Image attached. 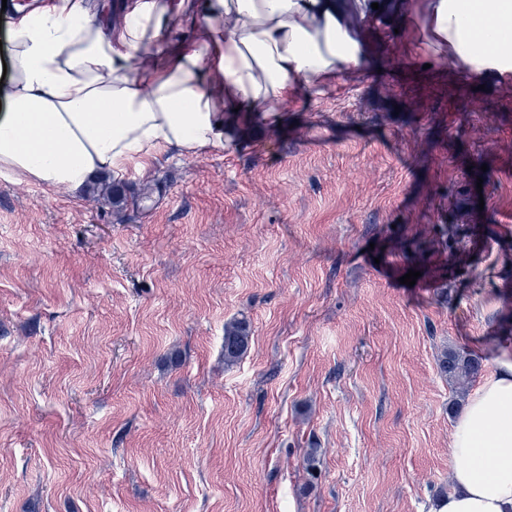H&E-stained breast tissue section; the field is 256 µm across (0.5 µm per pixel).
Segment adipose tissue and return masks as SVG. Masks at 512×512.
I'll return each mask as SVG.
<instances>
[{
	"label": "adipose tissue",
	"instance_id": "1",
	"mask_svg": "<svg viewBox=\"0 0 512 512\" xmlns=\"http://www.w3.org/2000/svg\"><path fill=\"white\" fill-rule=\"evenodd\" d=\"M373 0H206L212 51L188 40L171 0H134L122 24L88 0H46L10 23L0 82V173L84 189L163 153L226 149L231 113L267 118L292 86L362 68ZM435 53L460 74L512 73V0H426ZM176 41L169 62H142ZM451 491L430 512H512V338L452 428Z\"/></svg>",
	"mask_w": 512,
	"mask_h": 512
}]
</instances>
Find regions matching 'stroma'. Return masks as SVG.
Here are the masks:
<instances>
[{
    "instance_id": "stroma-1",
    "label": "stroma",
    "mask_w": 512,
    "mask_h": 512,
    "mask_svg": "<svg viewBox=\"0 0 512 512\" xmlns=\"http://www.w3.org/2000/svg\"><path fill=\"white\" fill-rule=\"evenodd\" d=\"M364 34V72L295 86L226 150L76 193L0 174V512H428L449 490L439 352L487 374L512 328V84L415 53L423 0ZM251 328L247 319H238L224 327V364H236L247 352L250 342Z\"/></svg>"
}]
</instances>
